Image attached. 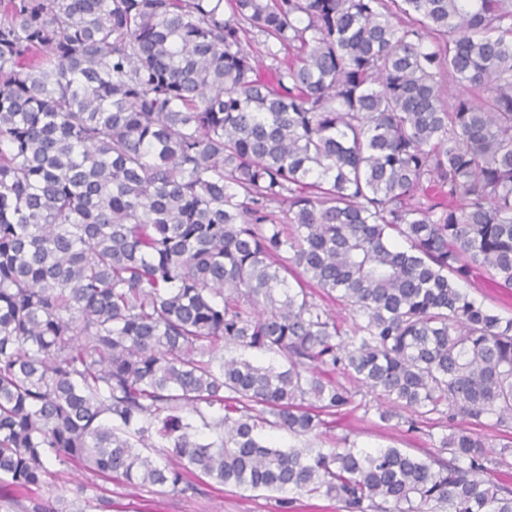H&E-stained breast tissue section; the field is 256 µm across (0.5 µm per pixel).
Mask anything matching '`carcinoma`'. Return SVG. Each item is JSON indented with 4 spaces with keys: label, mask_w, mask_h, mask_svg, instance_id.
I'll list each match as a JSON object with an SVG mask.
<instances>
[{
    "label": "carcinoma",
    "mask_w": 512,
    "mask_h": 512,
    "mask_svg": "<svg viewBox=\"0 0 512 512\" xmlns=\"http://www.w3.org/2000/svg\"><path fill=\"white\" fill-rule=\"evenodd\" d=\"M480 272L512 288V0H0L9 512H57L56 461L183 495L200 474L343 512H512L486 477L512 440L494 458L466 426L417 453L260 437L367 411L363 389L383 421L512 423V318L463 288ZM277 497L288 496L296 499L297 509L294 512H342L339 511V505L323 497H309L307 495H298L295 492L276 494Z\"/></svg>",
    "instance_id": "obj_1"
}]
</instances>
